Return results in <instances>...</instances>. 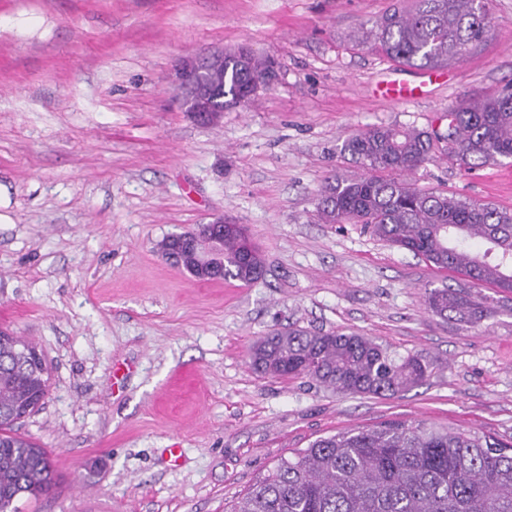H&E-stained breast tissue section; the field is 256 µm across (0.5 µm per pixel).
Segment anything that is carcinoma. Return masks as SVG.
<instances>
[{"label":"carcinoma","mask_w":512,"mask_h":512,"mask_svg":"<svg viewBox=\"0 0 512 512\" xmlns=\"http://www.w3.org/2000/svg\"><path fill=\"white\" fill-rule=\"evenodd\" d=\"M492 0H401L362 32L400 65L435 68L462 62L493 32ZM273 62L250 51L228 54L208 76L215 107L253 100ZM443 133L371 126L349 135L342 150L361 164L358 176L332 175L319 192L324 224H362L392 247L422 257L439 272L512 293V210L416 187L402 178L433 158L436 143L465 171L512 160V86L469 100L446 114ZM242 227L224 235V278L250 284L264 273L259 251L244 253ZM426 309L443 320L479 324L498 300L467 287L425 289ZM32 341L0 331V512L38 498L53 484L50 454L16 425L44 403L50 389L45 357L18 358ZM251 367L281 377H309L353 395L398 396L423 383L433 364L397 356L355 333L289 329L261 340ZM228 512H512V440L435 422L386 421L320 436L278 459Z\"/></svg>","instance_id":"cac0c4a2"}]
</instances>
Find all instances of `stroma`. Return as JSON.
I'll return each mask as SVG.
<instances>
[{
    "label": "stroma",
    "mask_w": 512,
    "mask_h": 512,
    "mask_svg": "<svg viewBox=\"0 0 512 512\" xmlns=\"http://www.w3.org/2000/svg\"><path fill=\"white\" fill-rule=\"evenodd\" d=\"M394 2L0 0V330L50 367L18 431L50 453L53 486L21 512H224L280 457L390 420L512 438V294L481 324L442 320L423 298L441 273L317 217L325 178L362 172L349 134L443 128L512 83V0H492L493 36L444 84L374 94L390 70L422 78L352 40ZM241 46L276 80L194 120L175 63ZM510 170L461 171L441 145L407 179L512 210ZM220 217L259 247V282L203 283L159 253ZM287 327L353 331L434 369L395 397L255 372L251 347Z\"/></svg>",
    "instance_id": "obj_1"
}]
</instances>
